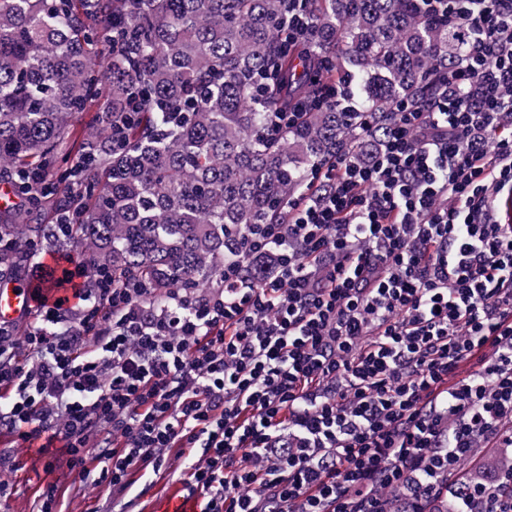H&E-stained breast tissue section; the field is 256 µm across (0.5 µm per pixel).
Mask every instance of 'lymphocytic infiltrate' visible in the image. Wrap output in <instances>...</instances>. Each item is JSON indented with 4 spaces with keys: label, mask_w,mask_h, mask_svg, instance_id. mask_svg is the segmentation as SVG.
I'll return each instance as SVG.
<instances>
[{
    "label": "lymphocytic infiltrate",
    "mask_w": 512,
    "mask_h": 512,
    "mask_svg": "<svg viewBox=\"0 0 512 512\" xmlns=\"http://www.w3.org/2000/svg\"><path fill=\"white\" fill-rule=\"evenodd\" d=\"M466 53L314 165L224 284L81 278L0 321V434L126 496L187 450L204 512H512V0H453ZM261 265L248 281L245 268Z\"/></svg>",
    "instance_id": "obj_1"
}]
</instances>
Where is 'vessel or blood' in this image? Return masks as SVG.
I'll use <instances>...</instances> for the list:
<instances>
[{"instance_id":"vessel-or-blood-1","label":"vessel or blood","mask_w":512,"mask_h":512,"mask_svg":"<svg viewBox=\"0 0 512 512\" xmlns=\"http://www.w3.org/2000/svg\"><path fill=\"white\" fill-rule=\"evenodd\" d=\"M78 285H57L46 280L35 279L19 285L0 283V320L14 321L22 318L38 303L54 305L64 301L75 303ZM156 512H202L203 498L190 488H177L157 503Z\"/></svg>"}]
</instances>
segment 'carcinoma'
Segmentation results:
<instances>
[{"mask_svg":"<svg viewBox=\"0 0 512 512\" xmlns=\"http://www.w3.org/2000/svg\"><path fill=\"white\" fill-rule=\"evenodd\" d=\"M313 41L282 45L285 0H0V183L41 176L75 212L63 237L0 210V275L36 246L89 272L133 275L164 301L218 288L255 224H272L311 167L351 150L359 112L326 103L267 139L269 110L317 80H351L379 124L416 102L468 38L421 0H304ZM280 65L274 93L256 76ZM136 91L145 107L112 147ZM97 106L82 130L71 118Z\"/></svg>","mask_w":512,"mask_h":512,"instance_id":"cac0c4a2","label":"carcinoma"}]
</instances>
